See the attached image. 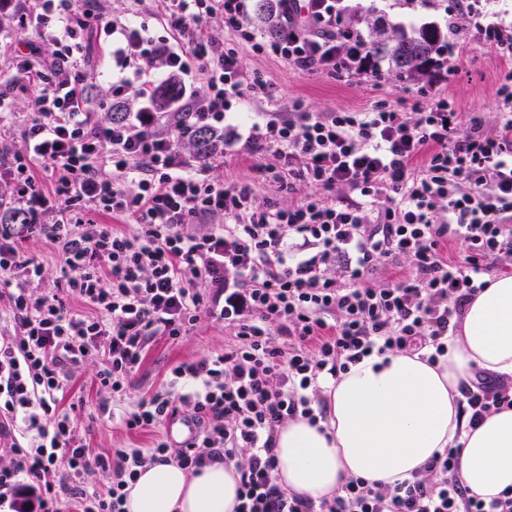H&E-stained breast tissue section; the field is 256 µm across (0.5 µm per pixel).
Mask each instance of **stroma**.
Instances as JSON below:
<instances>
[{
    "label": "stroma",
    "mask_w": 512,
    "mask_h": 512,
    "mask_svg": "<svg viewBox=\"0 0 512 512\" xmlns=\"http://www.w3.org/2000/svg\"><path fill=\"white\" fill-rule=\"evenodd\" d=\"M346 4L368 20H383L390 29L426 23L444 32L448 29L449 13L459 11L464 0H346ZM224 44L263 73L274 95L270 103L260 98L244 100L238 104L236 113L227 115V123L238 126L243 133L250 124L267 121L268 107L284 112L297 99L303 100L314 112H364L377 105L402 109L415 103L424 107L431 99V81L425 74L413 80L388 68L379 86L347 84L322 74H299L278 58L254 53L250 45L229 34L225 35ZM510 69L511 62L499 58L476 38H463L454 49L448 78L442 88L456 111L482 113L488 127L492 128L497 121V89L504 71ZM229 334L222 323L206 319L178 340H156L132 379L128 401H137L157 388L177 364L222 351ZM94 373V366L82 369L78 383L84 404L77 412V422L90 447L108 453L115 448L149 446L150 434L130 432L98 420V394L92 384Z\"/></svg>",
    "instance_id": "obj_1"
}]
</instances>
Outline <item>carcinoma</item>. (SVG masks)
Returning a JSON list of instances; mask_svg holds the SVG:
<instances>
[{"label":"carcinoma","mask_w":512,"mask_h":512,"mask_svg":"<svg viewBox=\"0 0 512 512\" xmlns=\"http://www.w3.org/2000/svg\"><path fill=\"white\" fill-rule=\"evenodd\" d=\"M275 12L274 0H259L256 16L264 24L268 35L276 34L272 18ZM374 34L370 42V51L377 57L388 60L389 65L402 74L411 75L422 71L423 67L441 52L443 40L440 31L434 25H423L408 34L401 31L387 35L382 25L374 23ZM198 159L205 160L219 149V144L208 135L201 134L194 141Z\"/></svg>","instance_id":"carcinoma-1"}]
</instances>
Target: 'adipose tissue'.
Masks as SVG:
<instances>
[{
  "label": "adipose tissue",
  "instance_id": "adipose-tissue-1",
  "mask_svg": "<svg viewBox=\"0 0 512 512\" xmlns=\"http://www.w3.org/2000/svg\"><path fill=\"white\" fill-rule=\"evenodd\" d=\"M437 364L421 354H371L320 380L324 416L279 428L278 483L313 502L353 477L412 479L437 452L461 443L457 477L468 496L512 491V407L471 424L459 387L474 371L512 380V275L490 277L466 307ZM240 475L216 462L191 475L172 463L145 467L127 487L126 512H239Z\"/></svg>",
  "mask_w": 512,
  "mask_h": 512
}]
</instances>
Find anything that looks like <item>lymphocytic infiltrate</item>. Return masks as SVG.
I'll return each instance as SVG.
<instances>
[{
  "mask_svg": "<svg viewBox=\"0 0 512 512\" xmlns=\"http://www.w3.org/2000/svg\"><path fill=\"white\" fill-rule=\"evenodd\" d=\"M275 2L285 30L266 42L249 0H155L161 38L109 19L101 0H28L12 13L19 39L0 45V139L20 132L23 147L0 149L10 199L0 223V512H125L139 468L173 463L194 474L223 460L240 474L241 512H512L511 491L488 503L467 495L456 447L412 480L353 478L317 504L277 483L275 435L288 420L316 421L323 375L374 352L444 354L492 259L512 254V71L492 129L438 94L413 113L325 115L297 100L288 117L244 137L225 113L272 91L225 49V34L302 74L383 77L342 0ZM92 33L119 72L90 54ZM463 33L512 59V26L485 0L449 17V36ZM169 84L179 95L164 110L156 99ZM201 131L243 143L272 189L265 203L251 185L213 177L223 153L195 160ZM283 193L292 204L280 206ZM33 235L58 248L54 287L20 246ZM204 318L229 329L223 352L179 363L124 406L150 344ZM91 362L99 418L154 432L152 447L102 454L86 443L61 402ZM460 392L474 423L512 407V381L480 371ZM181 412L201 434L177 448L160 429ZM95 472L107 484L88 482Z\"/></svg>",
  "mask_w": 512,
  "mask_h": 512,
  "instance_id": "1",
  "label": "lymphocytic infiltrate"
}]
</instances>
